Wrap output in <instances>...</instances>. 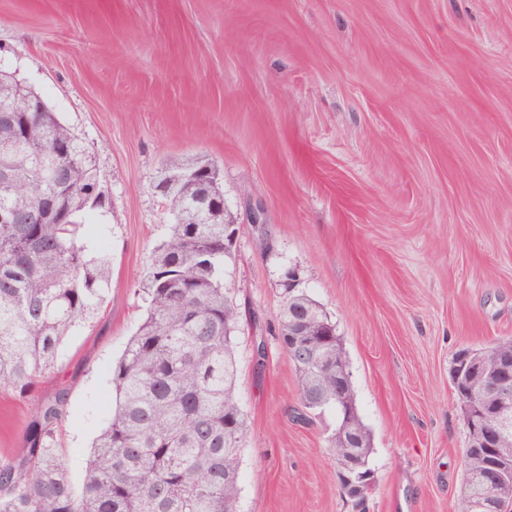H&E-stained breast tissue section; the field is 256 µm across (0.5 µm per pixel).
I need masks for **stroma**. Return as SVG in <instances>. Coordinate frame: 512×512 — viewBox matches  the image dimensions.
<instances>
[{"mask_svg":"<svg viewBox=\"0 0 512 512\" xmlns=\"http://www.w3.org/2000/svg\"><path fill=\"white\" fill-rule=\"evenodd\" d=\"M0 72L83 142L112 285L31 392L0 390V459L67 392L80 482L145 314L169 163L217 166L237 223L241 512H356L277 336L287 270L336 325L371 437L366 512H456V353L512 339V0H0ZM262 208L264 232L248 221ZM265 340L257 362L253 344Z\"/></svg>","mask_w":512,"mask_h":512,"instance_id":"1","label":"stroma"}]
</instances>
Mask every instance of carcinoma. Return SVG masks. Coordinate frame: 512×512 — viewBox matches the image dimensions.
<instances>
[{
    "instance_id": "1",
    "label": "carcinoma",
    "mask_w": 512,
    "mask_h": 512,
    "mask_svg": "<svg viewBox=\"0 0 512 512\" xmlns=\"http://www.w3.org/2000/svg\"><path fill=\"white\" fill-rule=\"evenodd\" d=\"M0 387L24 393L53 368L65 339L100 309L110 266L81 237L84 215L105 202L100 175L78 137L49 107L29 111L17 81L0 75ZM194 181L162 195L175 215L199 197ZM224 211L206 224H170L141 278L146 315L112 368L116 405L76 488L57 448L68 394L38 402L19 448L0 460V512H240L239 463L247 424L236 393L239 312L224 291ZM331 319L307 293L284 288L283 349L299 329L318 332L315 363L293 364L303 416L353 406L349 431L367 471L371 444L356 408L346 352ZM512 342L458 352L451 381L461 408L479 402L497 357ZM466 471L500 476L512 506V434L490 451L467 442Z\"/></svg>"
}]
</instances>
